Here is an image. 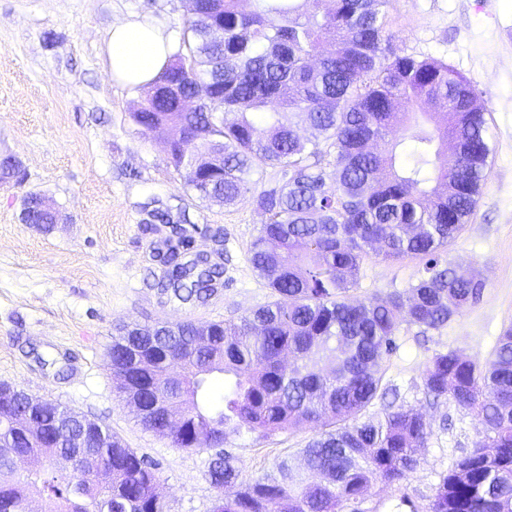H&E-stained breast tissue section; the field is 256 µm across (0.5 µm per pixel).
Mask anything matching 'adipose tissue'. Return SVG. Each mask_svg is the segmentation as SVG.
<instances>
[{"mask_svg":"<svg viewBox=\"0 0 512 512\" xmlns=\"http://www.w3.org/2000/svg\"><path fill=\"white\" fill-rule=\"evenodd\" d=\"M170 53L163 29L143 20L113 25L106 44L107 63L113 78L132 87L151 84Z\"/></svg>","mask_w":512,"mask_h":512,"instance_id":"1","label":"adipose tissue"}]
</instances>
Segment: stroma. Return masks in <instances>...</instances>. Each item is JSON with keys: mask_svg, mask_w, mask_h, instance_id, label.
Here are the masks:
<instances>
[{"mask_svg": "<svg viewBox=\"0 0 512 512\" xmlns=\"http://www.w3.org/2000/svg\"><path fill=\"white\" fill-rule=\"evenodd\" d=\"M189 15L188 0H0V155L22 163L20 182L0 185V383L95 417L155 459L170 512H212L219 493L204 475L207 453L145 430L116 392L106 356L121 324L229 320L271 299L248 260L266 220L253 195L230 207L201 201L164 144L133 122L145 90L120 84L106 63L113 24L154 22L176 49ZM386 27L396 53L442 60L472 81L492 148L477 206L447 249L459 274L483 280L482 298L426 337L401 326L397 352L383 360L405 405L425 410L428 445L401 487L375 486L357 505L358 512H428L440 473L476 440L477 421L448 400L426 408L425 364L439 350L484 359L512 326V0H392ZM30 192L49 198L63 223L50 231L22 223ZM151 202L222 229L224 290L208 305L176 307L152 289L160 265L145 211ZM421 269L414 258L368 260L351 299L405 288ZM311 436L243 431L224 447L249 480L296 455Z\"/></svg>", "mask_w": 512, "mask_h": 512, "instance_id": "35a3bbf8", "label": "stroma"}]
</instances>
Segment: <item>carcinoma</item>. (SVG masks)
I'll list each match as a JSON object with an SVG mask.
<instances>
[{
	"mask_svg": "<svg viewBox=\"0 0 512 512\" xmlns=\"http://www.w3.org/2000/svg\"><path fill=\"white\" fill-rule=\"evenodd\" d=\"M185 29L187 53L171 55L132 119L150 136L177 124L186 139L170 161L203 201L227 207L255 189L267 216L249 249L252 268L274 300L203 336L191 321L128 323L107 351L117 388L132 399L144 429L175 448L211 449L212 435L246 429L265 436L308 428L300 449L309 480L288 460L241 481L237 458L210 456L206 479L220 497L213 512H343L380 483L400 485L420 463L430 432L420 412L388 397L383 355L397 348L402 323L439 330L482 295V280L461 277L441 258L473 213L491 148L486 118L469 79L432 57L392 51L391 0H198ZM213 97L193 112L160 94ZM307 124L312 139L299 134ZM367 133L386 145L371 151ZM454 143L448 159L436 143ZM169 227L157 247L159 294L191 306L224 287V267L190 251L199 230L162 209ZM22 221L47 231L57 215L41 196L24 197ZM418 257L423 270L402 290L350 302L364 260ZM291 359L294 367L284 366ZM223 375L224 404L211 395ZM425 394L473 412L478 440L439 475L431 512H512V327L489 356L438 351L422 372ZM382 416L364 418L369 407ZM45 427L0 431V512H168L156 465L109 430L98 437L102 465L58 476L53 462L79 453L52 435L71 409H34Z\"/></svg>",
	"mask_w": 512,
	"mask_h": 512,
	"instance_id": "cac0c4a2",
	"label": "carcinoma"
}]
</instances>
